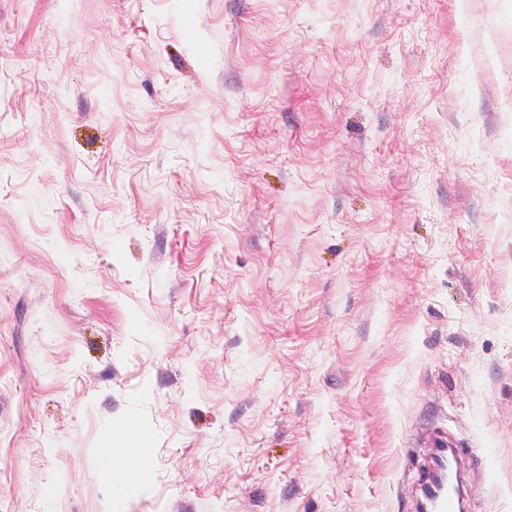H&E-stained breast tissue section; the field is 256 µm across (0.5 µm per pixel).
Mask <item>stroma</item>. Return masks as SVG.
I'll return each instance as SVG.
<instances>
[{
    "mask_svg": "<svg viewBox=\"0 0 512 512\" xmlns=\"http://www.w3.org/2000/svg\"><path fill=\"white\" fill-rule=\"evenodd\" d=\"M438 436L512 512V0H0V512H419Z\"/></svg>",
    "mask_w": 512,
    "mask_h": 512,
    "instance_id": "stroma-1",
    "label": "stroma"
}]
</instances>
